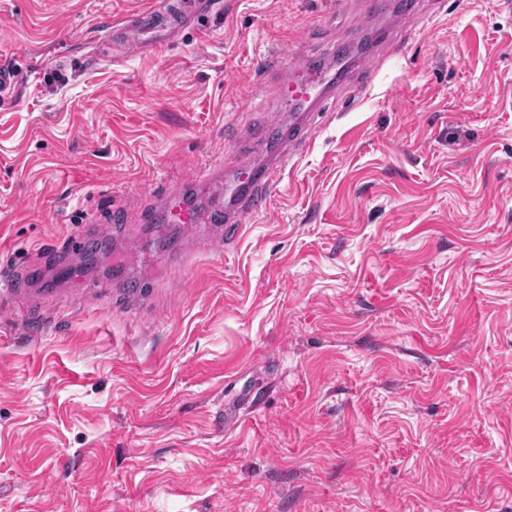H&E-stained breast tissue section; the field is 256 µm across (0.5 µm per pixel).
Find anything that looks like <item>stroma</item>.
<instances>
[{"label":"stroma","mask_w":512,"mask_h":512,"mask_svg":"<svg viewBox=\"0 0 512 512\" xmlns=\"http://www.w3.org/2000/svg\"><path fill=\"white\" fill-rule=\"evenodd\" d=\"M154 2L0 0V512H512V8L392 21L405 49L226 248L139 214L257 163L243 130L287 121L297 58L361 40L368 3L222 0L112 42ZM118 210L109 247L62 248ZM215 3V0H194L186 6L178 0L158 1L151 8L128 15L127 21L109 23L107 31L113 40L129 47L161 45L178 35L194 14H216L213 10ZM158 34L164 37L156 39Z\"/></svg>","instance_id":"stroma-1"}]
</instances>
